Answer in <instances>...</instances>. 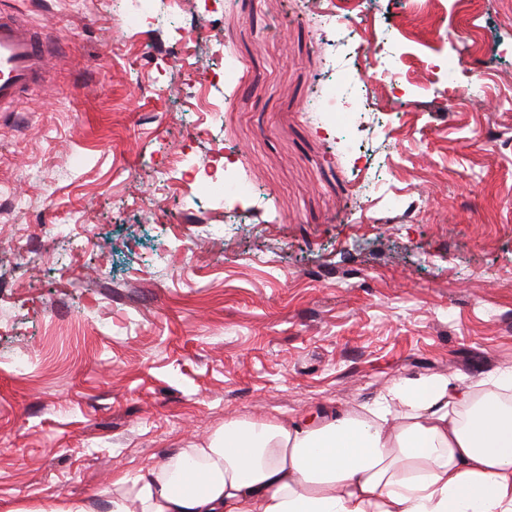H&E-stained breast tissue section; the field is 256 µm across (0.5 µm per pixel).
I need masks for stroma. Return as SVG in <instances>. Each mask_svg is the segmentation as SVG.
I'll return each mask as SVG.
<instances>
[{
	"label": "stroma",
	"instance_id": "obj_1",
	"mask_svg": "<svg viewBox=\"0 0 512 512\" xmlns=\"http://www.w3.org/2000/svg\"><path fill=\"white\" fill-rule=\"evenodd\" d=\"M139 4L0 0L58 46L0 112V512L231 418L512 369V0H372L399 61L345 135L311 110L336 65L311 0H182L180 28L162 2L127 24ZM185 154L257 203L225 208Z\"/></svg>",
	"mask_w": 512,
	"mask_h": 512
}]
</instances>
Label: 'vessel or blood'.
Returning <instances> with one entry per match:
<instances>
[{
    "label": "vessel or blood",
    "instance_id": "1",
    "mask_svg": "<svg viewBox=\"0 0 512 512\" xmlns=\"http://www.w3.org/2000/svg\"><path fill=\"white\" fill-rule=\"evenodd\" d=\"M49 61V47L35 31L0 15V112L40 81Z\"/></svg>",
    "mask_w": 512,
    "mask_h": 512
}]
</instances>
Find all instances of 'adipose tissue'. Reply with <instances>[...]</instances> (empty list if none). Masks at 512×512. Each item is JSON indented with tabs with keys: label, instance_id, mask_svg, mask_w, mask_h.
I'll use <instances>...</instances> for the list:
<instances>
[{
	"label": "adipose tissue",
	"instance_id": "ef3b65f1",
	"mask_svg": "<svg viewBox=\"0 0 512 512\" xmlns=\"http://www.w3.org/2000/svg\"><path fill=\"white\" fill-rule=\"evenodd\" d=\"M512 370L484 385L425 375L365 412L225 421L111 488L34 512H512ZM198 480L183 492L178 483Z\"/></svg>",
	"mask_w": 512,
	"mask_h": 512
}]
</instances>
